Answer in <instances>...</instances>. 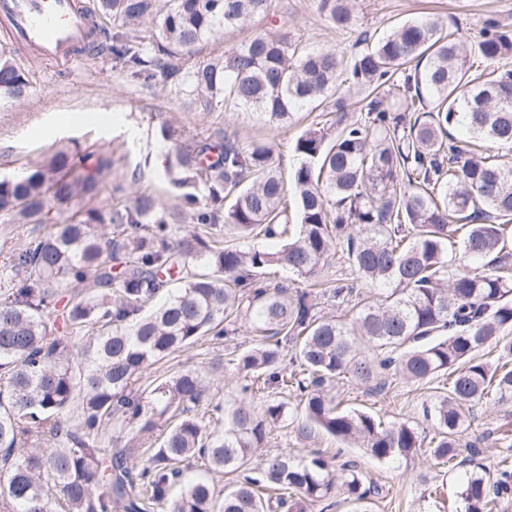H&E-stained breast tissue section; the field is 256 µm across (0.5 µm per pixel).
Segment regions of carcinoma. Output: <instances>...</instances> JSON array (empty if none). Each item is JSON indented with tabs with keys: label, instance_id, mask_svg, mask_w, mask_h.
<instances>
[{
	"label": "carcinoma",
	"instance_id": "cac0c4a2",
	"mask_svg": "<svg viewBox=\"0 0 512 512\" xmlns=\"http://www.w3.org/2000/svg\"><path fill=\"white\" fill-rule=\"evenodd\" d=\"M272 2L96 0V10L112 21L122 72L148 88L176 82L202 112L286 124L326 99L343 70L376 91L363 114L338 113L336 132L312 127L295 140L299 223H290L272 146L189 140L172 126L163 136L175 142L182 190L172 207L142 193L47 223L50 203L98 194L104 154L90 166V156L62 151L0 179L12 284L0 295V512H296L337 493L353 512H370L382 488L365 485L360 468L319 449L299 461L263 453L272 427H293L305 446L329 436L378 462L408 460L422 449L417 429L340 408L333 381L347 375L381 394L392 376H446L424 413L435 428L429 454L450 465L483 400L512 403V163L453 134L512 147V69L500 64L512 57V29L488 22L472 43L442 35L436 20L406 21L346 65L258 33L181 70L182 55L223 43L224 31L269 14ZM321 9L338 29L355 22L349 0H321ZM31 95L26 72L0 51V106ZM183 216L223 225L236 243L181 230ZM16 224L36 232L13 248ZM256 231L276 246L246 245ZM338 253L354 278L329 276ZM279 267L324 284L334 302L352 298L358 280L387 294L343 324L316 315L308 291L263 285L260 275ZM235 310L256 333L235 358L237 398L209 407L192 368L141 388L169 354L228 336ZM489 348L500 354L494 365ZM289 391L294 406L282 398ZM196 457L246 476L222 494L200 477L172 495L180 464ZM501 463L491 483L474 472L464 480V512L512 497V467Z\"/></svg>",
	"mask_w": 512,
	"mask_h": 512
}]
</instances>
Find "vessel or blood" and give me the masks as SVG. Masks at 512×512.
<instances>
[{
	"label": "vessel or blood",
	"mask_w": 512,
	"mask_h": 512,
	"mask_svg": "<svg viewBox=\"0 0 512 512\" xmlns=\"http://www.w3.org/2000/svg\"><path fill=\"white\" fill-rule=\"evenodd\" d=\"M92 20L86 0H0V27L15 42L70 66L80 63Z\"/></svg>",
	"instance_id": "obj_1"
}]
</instances>
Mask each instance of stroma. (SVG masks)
<instances>
[{
	"label": "stroma",
	"mask_w": 512,
	"mask_h": 512,
	"mask_svg": "<svg viewBox=\"0 0 512 512\" xmlns=\"http://www.w3.org/2000/svg\"><path fill=\"white\" fill-rule=\"evenodd\" d=\"M356 24L336 29L320 7V0H275L269 15L256 19L252 27L229 30L224 47L238 48L255 32L287 33L300 45L351 57L364 47V37L390 32L409 19L437 18L444 30H457L477 38L483 25L496 20L512 27V0H351ZM86 63L68 68L53 60L31 61L16 51L18 65L34 86L29 102L8 109L0 108V178L23 175L59 151L77 150L83 154L112 152L114 163L101 178V191L94 200L77 196L55 206L54 220L61 221L88 206L107 208L132 203L140 193H150L163 204H177L179 191L173 185L174 145L165 140L161 129L171 124L185 135L205 140L216 131L237 139L241 145L272 141L277 145L276 163L283 176H290L299 160L292 144L302 131L323 126L329 118L324 108L297 112L288 125H273L243 112H201L182 104L176 87L147 89L116 68L101 50L85 54ZM250 335L246 320H239L235 335L220 343L202 340L193 349L171 354L153 365L150 378H161L181 367L197 369L216 402L235 398L240 388L237 372H219L216 362L229 352L245 349ZM336 389L349 409L369 412L384 421H408L425 434L433 424L423 416L433 391L430 386L391 380L383 395L367 394L362 385L348 378L339 379ZM512 428V412L490 402L479 408L464 441L475 444L476 453L468 468L439 467L428 452L408 461L376 462L365 449L342 446L322 439L318 446L339 461H356L368 483L383 488L373 500L372 512H462L461 477L465 470L496 474L503 456L498 439L500 427ZM435 478L437 495L421 500L423 475Z\"/></svg>",
	"instance_id": "stroma-1"
}]
</instances>
